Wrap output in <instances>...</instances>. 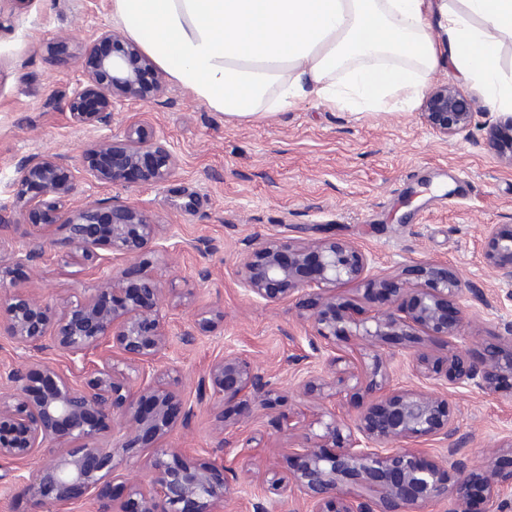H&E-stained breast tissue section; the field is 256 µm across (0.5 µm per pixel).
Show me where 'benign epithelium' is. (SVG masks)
Listing matches in <instances>:
<instances>
[{"label":"benign epithelium","mask_w":512,"mask_h":512,"mask_svg":"<svg viewBox=\"0 0 512 512\" xmlns=\"http://www.w3.org/2000/svg\"><path fill=\"white\" fill-rule=\"evenodd\" d=\"M166 86L140 47L123 33L103 29L86 63L84 81L67 98L73 123L108 127L124 101L149 103ZM479 115L476 98L446 83L427 93L421 122L442 139L467 137ZM489 137L512 133V114L488 121ZM167 141L140 120L120 134L98 140L87 155L84 174L97 181L162 183L176 169ZM21 185L34 184L39 195L23 209L39 220L29 225L21 245L8 238L17 218L0 209V291L14 269L34 266L51 251L97 275L96 288L61 303L47 301L39 288L8 299L0 296V329L18 360L0 367V479L18 482L24 495L46 512H63L79 496L106 498L111 480L128 450L144 442L151 490L129 482V505L116 512H220L226 492L224 473L207 459L187 460L166 440L177 422L195 409L220 400L241 410L240 424L282 400L279 384L247 357L230 349L216 359L195 386V399L182 395L183 371L166 357L171 345L165 279L149 256L169 255V225L127 201L72 202L76 172L61 154H35L18 163ZM239 252L238 276L247 295L264 305L294 302L308 311L313 354L333 368L326 379L311 369L297 388L316 400L321 432L304 433L289 455L296 465L288 475L262 479L253 512H270L275 500L296 495L305 512H420L424 504H451V512H506L512 505V469L502 470L497 455L512 452V438L473 458L457 457L461 439L444 388L476 389L512 397V324L499 327L482 351L470 356L459 347L468 316L461 302L475 293L447 265L426 260L416 268L417 282L368 276L366 254L348 241L327 237L250 236ZM483 256L494 276L512 283V224L486 226ZM123 265L114 274L111 267ZM364 282L387 305L366 317L348 308L339 287ZM224 312L203 310L183 331L186 341L214 334ZM353 336L370 356L361 370L334 355L336 340ZM440 342L443 356L425 350L412 354V372L421 385L392 384L382 351L391 337ZM52 351L80 369L67 372L31 361V354ZM97 360H90V356ZM382 391L367 410L348 418L336 412V396L362 388ZM219 447L237 448L229 425L219 417ZM438 442L446 453L426 459L424 445ZM35 468L22 473L28 461Z\"/></svg>","instance_id":"7a95c632"}]
</instances>
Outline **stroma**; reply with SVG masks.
I'll list each match as a JSON object with an SVG mask.
<instances>
[{
  "label": "stroma",
  "mask_w": 512,
  "mask_h": 512,
  "mask_svg": "<svg viewBox=\"0 0 512 512\" xmlns=\"http://www.w3.org/2000/svg\"><path fill=\"white\" fill-rule=\"evenodd\" d=\"M112 0H0V209L20 213L18 162L32 154L61 153L83 166L86 152L106 133L145 119L178 159L161 184L100 183L79 179V201L118 197L159 215L182 248L159 258L167 288L192 291L188 308L173 310L170 355L183 368L185 396L226 348L247 354L280 382L287 398L237 432L248 456L218 448L215 416L234 420L222 403L201 408L169 438L188 459L224 466L223 512H253L250 491L261 471L282 470L295 432L317 412L296 385L309 367L311 325L294 304L252 301L239 282L241 241L250 235L348 240L370 258L369 271L414 280L425 260L448 264L476 294L463 349L478 351L498 326L512 323V284L486 267V225L512 223V166L486 139L484 123L469 137L441 139L419 119L422 100L389 112H358L308 95L297 106L251 120L228 118L175 82L150 103L116 106L110 129L71 123L66 99L83 79L94 34L112 28ZM68 34L67 43L57 40ZM43 280L49 302L96 279L83 266L51 253L37 269L19 268L14 282ZM218 309L216 335L184 344L179 334L193 312ZM448 399L467 455L512 436V399L452 388Z\"/></svg>",
  "instance_id": "35a3bbf8"
}]
</instances>
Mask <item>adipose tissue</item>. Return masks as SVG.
Here are the masks:
<instances>
[{
    "label": "adipose tissue",
    "instance_id": "obj_1",
    "mask_svg": "<svg viewBox=\"0 0 512 512\" xmlns=\"http://www.w3.org/2000/svg\"><path fill=\"white\" fill-rule=\"evenodd\" d=\"M112 18L214 111L251 119L325 100L413 102L440 61L512 111L499 67L512 0H112Z\"/></svg>",
    "mask_w": 512,
    "mask_h": 512
}]
</instances>
